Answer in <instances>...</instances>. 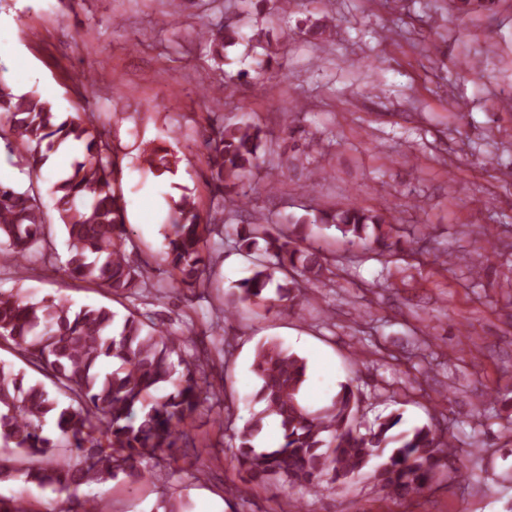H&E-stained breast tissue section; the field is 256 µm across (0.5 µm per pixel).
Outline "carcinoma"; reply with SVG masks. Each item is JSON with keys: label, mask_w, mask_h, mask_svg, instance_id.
Masks as SVG:
<instances>
[{"label": "carcinoma", "mask_w": 512, "mask_h": 512, "mask_svg": "<svg viewBox=\"0 0 512 512\" xmlns=\"http://www.w3.org/2000/svg\"><path fill=\"white\" fill-rule=\"evenodd\" d=\"M238 19L210 26L197 35L211 41L212 58L224 46L260 41ZM115 113L96 108L76 119L55 111L35 92L16 95L0 83V139L25 152L32 170L53 153L74 150L70 168L48 188L66 237L60 260L40 192L0 184V268L56 267L130 303L123 318L104 306L75 309L63 299L33 302L0 290V338L11 343L53 388L29 379L23 370L0 362V482L21 479L56 495L58 512H111L102 495L80 497L82 485L122 477L140 483L147 474L198 447L187 420L202 396L220 398L216 363L193 338V325L171 331L141 311L138 302L169 290L186 297L212 284V234L233 226L235 250L253 261V273L239 284L242 302L265 300L276 284L277 301L293 309L307 288L327 285L334 260L304 245L309 225L233 224L249 195L246 184L261 167L272 138L258 124L226 123L218 112L192 119L194 144L208 174L215 213L203 216L199 202L182 195L165 225L161 257L166 284L151 278L126 225V202L119 175L122 158L114 142ZM139 159L154 172H171L173 154L151 142L139 145ZM312 223L338 230L350 245L374 239L382 251H397L395 225L382 214L349 205L321 211ZM252 371L259 410L235 431L236 460L248 481H283L292 490L322 482L349 483L369 474L385 496L411 500L444 467L462 473L456 449L431 425L397 431L402 416L391 414L368 432L356 426L359 398L350 383L340 385L331 404L318 410L303 401L307 363L276 340L260 343ZM279 428L276 443H261L265 421ZM0 512H40L24 498L0 496Z\"/></svg>", "instance_id": "cac0c4a2"}]
</instances>
